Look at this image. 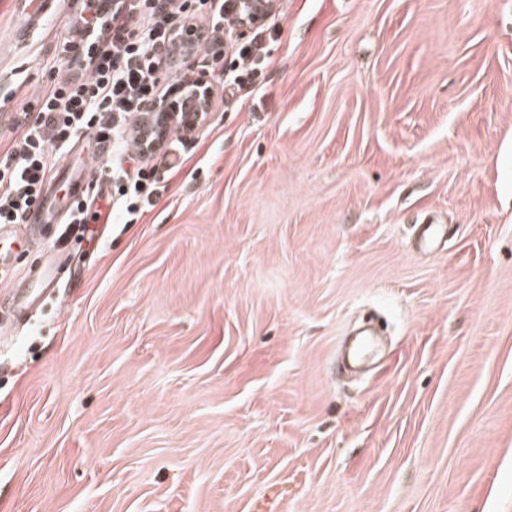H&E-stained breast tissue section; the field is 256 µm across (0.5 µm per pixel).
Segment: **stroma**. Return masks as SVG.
Here are the masks:
<instances>
[{
    "instance_id": "obj_1",
    "label": "stroma",
    "mask_w": 512,
    "mask_h": 512,
    "mask_svg": "<svg viewBox=\"0 0 512 512\" xmlns=\"http://www.w3.org/2000/svg\"><path fill=\"white\" fill-rule=\"evenodd\" d=\"M82 6L0 0L11 110ZM263 43L137 220L59 225L0 340V512H512V0H277ZM372 311L384 359L337 382ZM57 266L48 263L38 269H30L25 278L12 289V294L1 298L0 333L5 323L15 326V330L25 326L37 313L44 298L58 287ZM3 304L8 306L5 311Z\"/></svg>"
}]
</instances>
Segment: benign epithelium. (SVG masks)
Wrapping results in <instances>:
<instances>
[{"label":"benign epithelium","instance_id":"7a95c632","mask_svg":"<svg viewBox=\"0 0 512 512\" xmlns=\"http://www.w3.org/2000/svg\"><path fill=\"white\" fill-rule=\"evenodd\" d=\"M213 94L208 73L201 71L176 84L174 93L151 102L136 126L141 153H157L172 127L179 128L186 137L194 136L209 119Z\"/></svg>","mask_w":512,"mask_h":512}]
</instances>
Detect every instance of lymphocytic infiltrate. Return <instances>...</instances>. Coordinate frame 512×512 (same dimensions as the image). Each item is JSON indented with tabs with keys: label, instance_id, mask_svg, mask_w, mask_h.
<instances>
[{
	"label": "lymphocytic infiltrate",
	"instance_id": "f902f5d3",
	"mask_svg": "<svg viewBox=\"0 0 512 512\" xmlns=\"http://www.w3.org/2000/svg\"><path fill=\"white\" fill-rule=\"evenodd\" d=\"M238 23L226 0H86L75 35L62 43L78 73L55 76L38 96L36 112L18 110L0 155V224L24 223L42 203L60 155L80 139L111 140L114 155L136 160L133 172L106 163L99 173L116 178L113 212H142L156 179L134 144L135 126L146 105L183 78L169 60L175 35L188 26L198 30L203 52L227 63L223 89L234 95L253 85L266 59L260 41L232 44Z\"/></svg>",
	"mask_w": 512,
	"mask_h": 512
}]
</instances>
